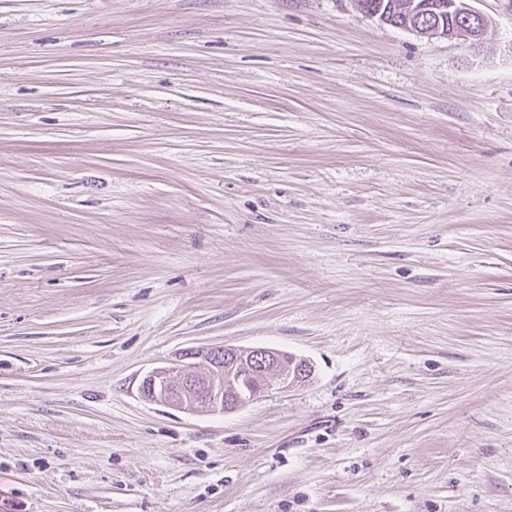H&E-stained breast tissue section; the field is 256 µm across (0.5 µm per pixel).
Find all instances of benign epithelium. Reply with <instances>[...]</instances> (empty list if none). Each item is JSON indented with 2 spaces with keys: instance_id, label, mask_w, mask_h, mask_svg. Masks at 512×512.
<instances>
[{
  "instance_id": "benign-epithelium-1",
  "label": "benign epithelium",
  "mask_w": 512,
  "mask_h": 512,
  "mask_svg": "<svg viewBox=\"0 0 512 512\" xmlns=\"http://www.w3.org/2000/svg\"><path fill=\"white\" fill-rule=\"evenodd\" d=\"M351 2L369 20L423 37L458 36L456 31H448V24L442 22L448 14L456 17L473 38L479 37L486 26V18L471 5V0H389L386 6L373 0ZM198 357L210 361L209 371L204 376L190 371ZM271 373L283 389L307 380L312 374V365L285 351L264 347L191 348L179 353L170 365L148 372L141 392L150 403L182 412L206 409L229 413L269 393L264 382L255 384L253 379L257 376L263 379Z\"/></svg>"
}]
</instances>
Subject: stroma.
<instances>
[{
	"mask_svg": "<svg viewBox=\"0 0 512 512\" xmlns=\"http://www.w3.org/2000/svg\"><path fill=\"white\" fill-rule=\"evenodd\" d=\"M0 0V512H512V0ZM312 376L146 401L187 348ZM378 1L351 0L365 18L423 37L448 39L465 34L454 29L448 32L447 11L462 24L460 29L473 38L480 37L486 26V18L471 5L472 0H388L386 8L385 0L380 5ZM198 357L211 363L204 376L188 370ZM271 373L283 389L306 381L312 374V365L288 352L264 347L191 348L179 353L170 366L148 372L141 392L150 403L182 412L206 409L229 413L269 393L272 385L266 387L262 379ZM257 375L260 382L255 385L253 379Z\"/></svg>",
	"mask_w": 512,
	"mask_h": 512,
	"instance_id": "35a3bbf8",
	"label": "stroma"
}]
</instances>
